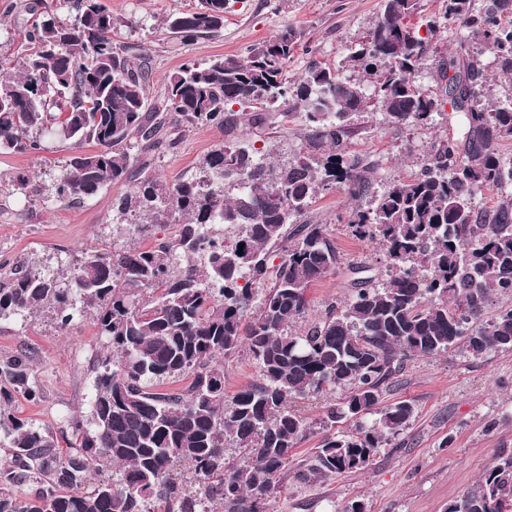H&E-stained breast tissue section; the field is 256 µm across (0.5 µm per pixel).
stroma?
Returning <instances> with one entry per match:
<instances>
[{
  "label": "stroma",
  "mask_w": 512,
  "mask_h": 512,
  "mask_svg": "<svg viewBox=\"0 0 512 512\" xmlns=\"http://www.w3.org/2000/svg\"><path fill=\"white\" fill-rule=\"evenodd\" d=\"M17 0H0V62L19 65L24 53L20 31L26 21L15 7ZM115 21L118 44L147 55L152 75L147 96L162 102L169 77L186 61L206 62L238 55L250 45L282 31L294 30L300 47L288 60L286 71L295 78L316 60L335 68L344 78L358 77L350 56L365 40L380 14L381 0H230L220 35L181 43L166 30L171 14L193 9L198 0H101ZM476 53L488 79L491 98L512 96V82L501 78L493 54L481 50L468 30L445 25L430 41L428 54L415 75L427 92L438 93L437 68L459 49ZM353 153L376 158V187L418 172L436 136L448 130L447 114L433 124L408 127L386 124L378 107L357 116ZM258 146L293 154L302 144L300 114L252 132ZM217 130L189 127L176 143L139 153L151 170L173 182L194 178L200 160L220 140ZM74 148L51 141L47 152L32 157L0 151V277L22 265L66 268L78 252L88 248L148 247L174 238L169 224L155 234L131 236L127 225L112 221V202L121 192L108 185L97 194L73 203L53 197L54 183ZM27 173L29 182L15 177ZM354 207L341 189L320 194L307 218L323 224L347 260L371 267L384 278L383 252L378 244L353 238L340 218ZM345 270L339 269L308 290L307 320H314L327 302L343 301L348 294ZM100 339L90 315L76 317L66 333H58L50 313L41 311L0 324V356L20 348L31 350L42 398L32 403L17 399L14 410L38 427L60 431L74 415H89L94 393L93 352ZM410 400L416 415L394 444L378 449L365 471L325 480L299 483L284 475V489L269 504L270 512H342L353 500L367 512H444L448 504L473 488L499 456L512 455V351L492 352L481 358L452 353L419 357L399 375L383 401ZM451 447H441L444 437Z\"/></svg>",
  "instance_id": "1"
}]
</instances>
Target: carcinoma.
<instances>
[{
	"instance_id": "cac0c4a2",
	"label": "carcinoma",
	"mask_w": 512,
	"mask_h": 512,
	"mask_svg": "<svg viewBox=\"0 0 512 512\" xmlns=\"http://www.w3.org/2000/svg\"><path fill=\"white\" fill-rule=\"evenodd\" d=\"M471 4L444 0L443 17L512 79V23L500 21L512 0H493L483 14ZM228 5L199 0L167 29L184 41L208 37L224 28ZM68 6L76 16L63 22L57 10ZM420 9L421 0H381L351 55L366 84L317 61L289 78L298 38L286 29L243 57L182 64L149 115V58L112 40L114 21L99 0L25 5L23 64L15 72L0 65V149L39 157L45 135L69 142L79 152L55 182L56 201L119 185L120 221L141 236L156 224H175L177 234L148 248L85 250L61 273L16 269L0 281V322L48 310L64 332L90 311L101 341L90 417L69 418L64 455L52 430L12 410L19 397L41 398L32 352L0 357V512H268L294 449L313 434L290 399L324 400L319 425L331 430L295 478L363 471L414 417L410 400L382 404L410 360L512 350V306L491 310L493 299L512 298V199L476 204L512 185V159L500 150L512 140V103L485 98L469 54L437 69V80L448 79L444 93L413 82L438 29L434 17L425 37L410 26ZM458 86L468 103L456 109V131L432 142L417 174L375 190L378 162L350 151L353 116L372 100L388 123L426 126ZM291 108L302 111L305 145L281 163L249 135ZM194 126L224 135L199 162V177L167 183L144 167L133 172L134 147L173 145L167 134ZM86 143L94 149L81 150ZM333 188L358 201L345 224L356 239L379 243L387 279L345 263L326 225L302 220ZM344 264L349 296L293 329L310 286ZM242 349L258 379L228 398L216 358ZM348 420L354 428L334 431ZM179 463L192 467L200 491L173 473ZM23 483L31 492L20 497L13 486ZM446 512H512V455Z\"/></svg>"
}]
</instances>
